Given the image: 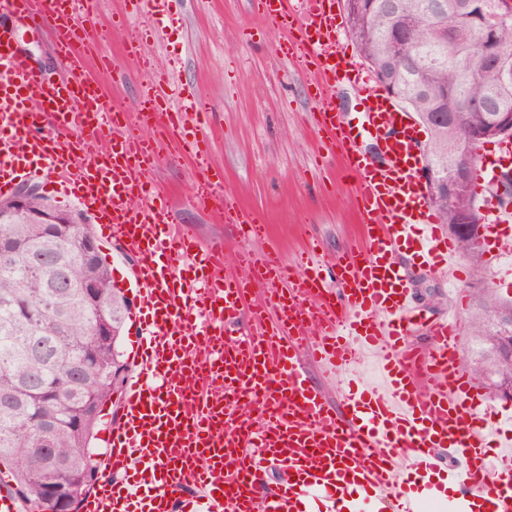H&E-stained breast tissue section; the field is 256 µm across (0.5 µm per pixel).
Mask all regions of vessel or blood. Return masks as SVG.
I'll use <instances>...</instances> for the list:
<instances>
[{"instance_id":"obj_1","label":"vessel or blood","mask_w":512,"mask_h":512,"mask_svg":"<svg viewBox=\"0 0 512 512\" xmlns=\"http://www.w3.org/2000/svg\"><path fill=\"white\" fill-rule=\"evenodd\" d=\"M253 4L290 31L280 51L314 82L313 124L357 179L358 242L329 267L312 248L296 266L244 248L232 272L223 246L173 232L151 186L156 141L140 131L152 120L185 140L200 173L194 203L250 225L252 237L265 228L189 136L204 102L174 100L151 79L139 112H126L104 96L110 59L99 58L97 76L83 73L97 22L76 0H0V196L24 182L55 184L135 259V375L81 512H421L413 486L422 479L434 491L427 477L443 460L456 483L448 512H512V405L477 391L456 320L430 323L428 347L408 340V265L441 270L458 245L417 178L420 145L405 112L338 46L339 0ZM17 17L52 28L68 76L34 73L6 24ZM345 79L361 93L353 117L336 105ZM48 119L60 137L44 135ZM365 140L381 161L359 151ZM483 225L497 253L511 254L512 218L489 202ZM365 351L379 358L380 385L342 392L336 407L309 384L307 362L340 374ZM242 403L255 414H237ZM271 465L285 476L275 487L265 479Z\"/></svg>"}]
</instances>
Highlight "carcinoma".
Listing matches in <instances>:
<instances>
[{
	"instance_id": "1",
	"label": "carcinoma",
	"mask_w": 512,
	"mask_h": 512,
	"mask_svg": "<svg viewBox=\"0 0 512 512\" xmlns=\"http://www.w3.org/2000/svg\"><path fill=\"white\" fill-rule=\"evenodd\" d=\"M355 31L359 52L374 67L398 49L401 40L414 45L408 64L398 75L400 98L430 132L427 158L440 173L467 157L471 180H476V155L456 142L440 114L453 115L459 126L488 124L495 112H512V84L501 82L500 67L487 60L486 44L474 21L458 11L457 0H365L347 17ZM496 51L512 67V22L490 38ZM476 192L460 197L456 206L475 212L470 225L469 256L473 279L485 278L476 251L482 214ZM0 199V240L12 253L0 264V464L12 473L16 494L32 512L43 508V463L70 460L74 475L69 485L72 509L97 482L98 465L91 441L101 407L119 393L127 363L118 349L126 317L127 299L112 285L111 270L102 255L80 259L79 245L93 237L91 225L59 224L50 232L43 224H28L7 211ZM440 223L461 238L453 224L448 201L431 196ZM97 283L93 300L84 297L83 282ZM477 313L470 320L471 335L481 342L480 358L463 362L476 376L493 371L512 375V362L493 356L497 312L512 304L475 291ZM100 315L111 318L113 334L99 340L91 331ZM41 448V463L33 462Z\"/></svg>"
}]
</instances>
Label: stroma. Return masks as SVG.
<instances>
[{
  "instance_id": "35a3bbf8",
  "label": "stroma",
  "mask_w": 512,
  "mask_h": 512,
  "mask_svg": "<svg viewBox=\"0 0 512 512\" xmlns=\"http://www.w3.org/2000/svg\"><path fill=\"white\" fill-rule=\"evenodd\" d=\"M87 8L98 21L101 52L119 60L104 81L107 98L131 113L140 105L141 73L121 58L124 46L133 42L154 59L173 88L207 101L197 135L209 140L210 159L238 203L269 227V238L253 242V249L294 262L310 236L325 259L349 251L357 225L351 207L354 180L323 148L311 125L315 89L308 76L279 54L283 34L252 0H173L169 25L159 39L148 35L147 16L134 13L127 0H89ZM11 26L16 48L28 55L34 71L61 76L49 30L16 18ZM154 178L169 194L171 224L202 243H224L226 258L234 259L238 226L193 204L196 172L165 136ZM473 283L464 252L447 271H416L410 280L417 306L409 328L412 341L426 344L429 324L453 315L462 330L461 356L474 355L480 345L467 330L474 312Z\"/></svg>"
}]
</instances>
